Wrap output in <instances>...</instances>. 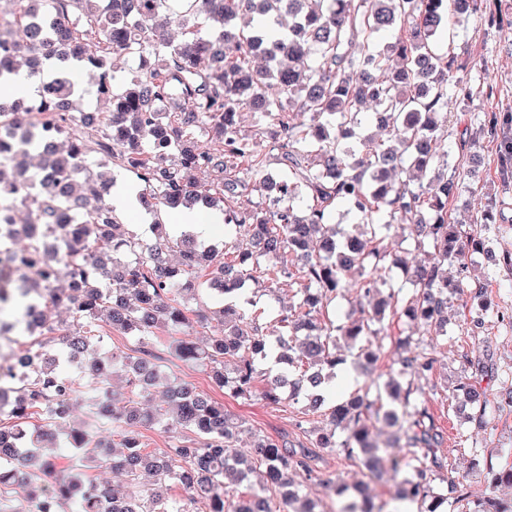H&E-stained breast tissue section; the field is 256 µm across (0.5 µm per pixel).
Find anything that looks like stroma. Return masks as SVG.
Here are the masks:
<instances>
[{"label":"stroma","mask_w":512,"mask_h":512,"mask_svg":"<svg viewBox=\"0 0 512 512\" xmlns=\"http://www.w3.org/2000/svg\"><path fill=\"white\" fill-rule=\"evenodd\" d=\"M455 52L460 67L455 75L463 87H482L480 95L470 99L466 106L467 119L480 125L490 114L500 116L512 113V0H481L479 9L471 14L464 32H461ZM460 124L449 120L448 146L457 160L459 172L469 168L471 155L481 159L482 188L471 200L470 206L449 204L452 219L466 223L495 224L490 236V247L496 252H512V162L505 161L501 141L483 135H473L460 142ZM498 284L487 289L490 313L478 336L464 332L463 320L472 309L469 294L448 297V332L435 335L434 331L418 328L403 315H396L391 332L374 337L372 343L379 355L376 372L388 373L390 365L400 357L428 351L437 359L435 370L419 386L427 400L434 421L443 432L440 453L444 468L434 470L431 484L443 491L448 477L465 476L468 487L474 488L477 498L487 497L512 501V486L491 485L487 480L488 467L504 470L512 467V407L487 418L484 425L469 422L471 408L462 398L453 396L455 386L471 382L470 372L464 371L459 356H481L484 350L494 354L496 370L484 378L483 385L492 393L512 387V329L499 323L496 312H512V268L501 269ZM246 291L253 296L262 322L271 323L286 314L294 302L296 288L288 280H280L277 288L269 291L246 283ZM162 370L173 381L192 383L197 389L210 393L223 402L225 410L243 423V431L236 443L238 449L249 446L252 434L274 438L288 437L293 442H307V430L322 426L321 413L306 415L304 426H297L296 412L290 406H276L258 399H243L213 388L209 366L183 361L170 351H163ZM313 478L304 482L303 494L316 504V512H338L343 502L327 485L336 480L351 486L365 481L374 499H388L389 482L368 481L366 470L354 460H348L325 449L318 450L311 463Z\"/></svg>","instance_id":"stroma-1"}]
</instances>
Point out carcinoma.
I'll return each mask as SVG.
<instances>
[{
	"label": "carcinoma",
	"instance_id": "obj_1",
	"mask_svg": "<svg viewBox=\"0 0 512 512\" xmlns=\"http://www.w3.org/2000/svg\"><path fill=\"white\" fill-rule=\"evenodd\" d=\"M16 19L0 17V80L43 74L37 101L0 99V211L25 210L24 223L0 217V259L18 265L20 286L0 289V307L13 297L24 302L27 328L40 336L10 357L0 382V512H14L8 492L25 491L33 512H314L295 508V478L311 475L312 448L361 460L369 474L382 469L400 479L395 500L429 501L426 512H445L448 494L469 500L464 483L447 480L448 494L434 491L430 467L443 468L437 451L443 435L415 380L427 377L437 359L422 351L400 360L385 384L371 380L376 395L333 399L328 425L314 433L311 447L256 435L246 455L230 451L239 425L212 399L186 383L162 380V356L152 349L162 336L181 334L184 360L210 366L214 387L235 397L269 404L299 403L301 391L317 409L326 382L341 364L329 349L336 334L361 344L365 364L377 352L371 337L385 322L404 315L416 326H448V292L470 289L478 303L464 319L476 336L488 309L485 286L499 268H512V253L493 255L486 246L488 224H453L448 203L466 186L456 176L451 150L442 146L452 103L454 42L477 10L478 0H15ZM131 63L117 79L111 57ZM98 72V99L107 110L73 109L80 96L78 70ZM253 115L255 132L241 125ZM306 115L294 121V113ZM205 133L207 140L199 139ZM265 138L262 148L258 138ZM107 157L135 171L136 199L158 212L180 205H222L224 226L235 240L224 251L193 234L170 235L153 224L142 244L118 232L112 207L116 181L93 168ZM209 172V188L198 176ZM260 196L239 205L247 191ZM368 228L363 238L340 229V209ZM404 224L427 259L414 265L390 254L381 230ZM486 256L478 278L449 281L442 270L460 263L463 250ZM273 262L258 276L271 284L297 277L298 303L268 331L241 306L224 302L243 294L258 278L254 266ZM64 267L75 287L52 281ZM391 268L411 273L412 293L378 277ZM205 273L219 307L209 343L198 346L182 332L208 318L182 305L195 296ZM355 288L377 297L368 315L329 327L325 307ZM69 311L77 327L53 319ZM137 339L141 356L86 354L97 340V323ZM62 333L50 351L53 335ZM478 375L493 369L492 357L460 355ZM274 360L280 371L256 386V361ZM127 377L128 401L121 409L100 396L117 372ZM98 392L93 398L101 424L121 438L126 451L114 455L82 428L66 434L79 462L103 460L126 477L121 490L96 482L77 469L52 487L44 477L56 462L40 445L54 437L77 398L76 382ZM162 388L165 407L146 401ZM469 398L471 420L482 425L499 412L503 398L475 386L458 385ZM382 418L406 439V455L387 459L370 440L367 420ZM170 435L167 448L146 451L142 430ZM264 484L234 500L249 472ZM173 482L187 501L170 500ZM468 512H512L491 499Z\"/></svg>",
	"mask_w": 512,
	"mask_h": 512
}]
</instances>
